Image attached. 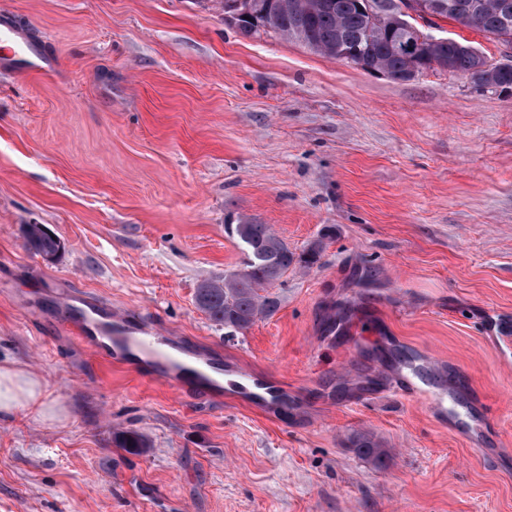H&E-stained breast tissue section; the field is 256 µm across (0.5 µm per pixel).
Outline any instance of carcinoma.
I'll return each instance as SVG.
<instances>
[{"instance_id": "carcinoma-1", "label": "carcinoma", "mask_w": 512, "mask_h": 512, "mask_svg": "<svg viewBox=\"0 0 512 512\" xmlns=\"http://www.w3.org/2000/svg\"><path fill=\"white\" fill-rule=\"evenodd\" d=\"M434 1L438 17L483 32L512 46V0H416L423 7ZM224 18L253 35L273 32L298 41L315 52L395 80H407L428 70H445L468 78L480 89L512 88V65L491 64L483 53L462 39L424 41L416 50L407 44L418 39L411 30L415 20L401 13L403 0H222ZM232 234L245 255L243 266L225 276L224 285L205 280L195 292L197 308L210 321L235 333L272 317L280 307L270 287L288 271L308 269L318 261L324 243L318 240L295 253L268 224H233ZM28 246L45 260L56 259L63 246L41 224H27ZM358 454L382 465L392 458L390 449L373 436L356 433L350 438Z\"/></svg>"}]
</instances>
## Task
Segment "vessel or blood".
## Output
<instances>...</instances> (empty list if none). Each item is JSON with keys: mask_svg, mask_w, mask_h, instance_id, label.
I'll use <instances>...</instances> for the list:
<instances>
[{"mask_svg": "<svg viewBox=\"0 0 512 512\" xmlns=\"http://www.w3.org/2000/svg\"><path fill=\"white\" fill-rule=\"evenodd\" d=\"M57 59L39 40L26 35L15 15L0 11V71L49 77ZM66 321L77 328L82 343L109 363L147 364L152 375L180 389L206 395L217 384L222 370L216 357L180 347L157 327L131 329L123 317L113 315L110 304L95 298L71 306ZM250 398L278 401V386L251 373H238L231 381Z\"/></svg>", "mask_w": 512, "mask_h": 512, "instance_id": "b4317fda", "label": "vessel or blood"}]
</instances>
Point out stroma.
Masks as SVG:
<instances>
[{
    "mask_svg": "<svg viewBox=\"0 0 512 512\" xmlns=\"http://www.w3.org/2000/svg\"><path fill=\"white\" fill-rule=\"evenodd\" d=\"M2 8L60 69L0 72V366L46 407L0 419V512H512V359L487 327L512 319V93L246 36L217 0ZM438 33L512 54L449 19ZM246 222L325 247L230 340L194 293L241 267L227 227ZM28 224L61 240L55 261ZM67 293L287 392L259 411L104 362L66 326ZM403 354L444 377L442 407L395 391ZM359 432L392 460L358 455ZM24 234L28 246L45 260H55L63 246L58 237L41 224L25 225Z\"/></svg>",
    "mask_w": 512,
    "mask_h": 512,
    "instance_id": "obj_1",
    "label": "stroma"
}]
</instances>
